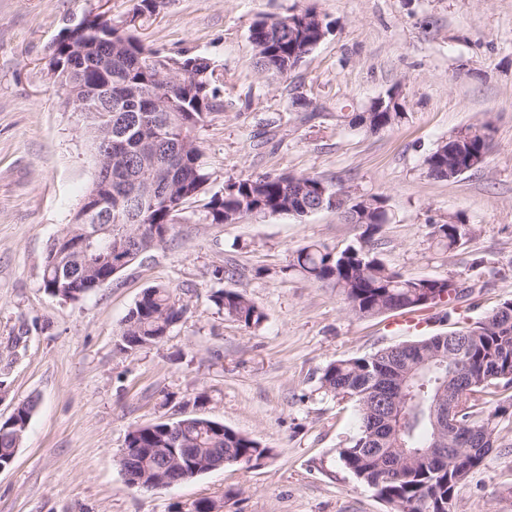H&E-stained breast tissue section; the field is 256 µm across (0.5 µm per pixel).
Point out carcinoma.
Returning <instances> with one entry per match:
<instances>
[{
	"instance_id": "obj_1",
	"label": "carcinoma",
	"mask_w": 512,
	"mask_h": 512,
	"mask_svg": "<svg viewBox=\"0 0 512 512\" xmlns=\"http://www.w3.org/2000/svg\"><path fill=\"white\" fill-rule=\"evenodd\" d=\"M122 27L107 28L85 20L87 33L79 36L86 55L112 52V73L68 68L66 39L51 47L49 64L56 67L59 83L83 88L92 95L91 106L112 110V142L121 157L112 161V203L96 209L87 224H71L47 250L43 266L44 288L67 298L71 292L86 295L92 272L133 252L146 254L172 239L174 218L189 203H198L202 218L210 224H236L251 215L264 217L305 216L321 210V190L338 191L336 184L310 175L263 174L229 181L223 191L203 197L209 180L200 142V131L216 112L224 110V87L215 76V66L203 55H162L145 46L138 28L157 11L158 0H131ZM259 70L272 77L288 75L302 55L312 53L318 37L297 29L264 26L257 20L250 29ZM177 60L190 66L183 76L185 98L169 109L159 96L165 69ZM135 85L137 101L125 97V88ZM490 125L476 121L441 141L425 159L427 173L441 165L446 179H455L457 157L468 151L490 150ZM166 182L179 209L151 203L150 170ZM380 196L353 195L351 209L356 223L366 226L364 243L340 252L320 245L298 249L288 268L305 279L324 283L344 297L350 311L359 317H378L391 312L421 311L441 303L448 317L459 315L463 299L450 278H408L389 268L378 256L379 241L387 211ZM76 231L93 237L92 248L81 262L60 257L67 238ZM475 228L459 215L430 225V236L449 253L470 241ZM211 301L224 316L245 328L257 329L266 314L255 300L234 290L215 288ZM187 308L163 286L147 288L129 311L121 331L122 350H137L162 342L183 319ZM395 368L394 385L400 388L401 411L374 403L385 368ZM468 386V405L455 417L448 443L438 448L433 416L448 390ZM320 389L348 398L359 408V432L350 445L338 451L339 459L353 478L371 489L394 512H455L460 488L473 469L496 447L504 423L509 420L512 394L501 403L499 393L512 391V300H507L482 318L443 334L403 343L402 351L386 347L362 357H347L329 363L320 377ZM34 410L28 401L15 408L16 415L0 422V461L16 455ZM384 420V431L369 432L374 414ZM177 436L204 460L224 452L229 466L251 467L270 458L274 449L220 421L187 417L176 421ZM165 423L131 428L126 438L137 448H168L162 438ZM130 475L144 483L158 480L163 472L153 455L141 452L128 462Z\"/></svg>"
}]
</instances>
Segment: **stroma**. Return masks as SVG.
<instances>
[{
	"label": "stroma",
	"instance_id": "35a3bbf8",
	"mask_svg": "<svg viewBox=\"0 0 512 512\" xmlns=\"http://www.w3.org/2000/svg\"><path fill=\"white\" fill-rule=\"evenodd\" d=\"M130 0H0V417L37 399L13 464L0 472V512H390L338 456L356 436L355 402L324 393L335 360L454 329L446 306L397 330L363 318L321 283L289 270L308 244L339 251L362 227L333 211L203 224L195 207L175 236L76 301L42 285L48 244L71 223L96 163L87 115L67 107L48 69L51 45L83 19L121 17ZM316 10L331 28L284 77L259 72L249 38L259 18ZM164 55H203L224 75V110L200 138L208 192L247 176H318L384 199L378 252L403 276L471 287L474 321L512 300V0H160L140 30ZM398 90L405 117L371 133L355 113ZM483 119L491 150L454 180L424 161ZM461 215L476 236L447 253L431 224ZM234 261L230 288L267 319L247 329L210 301L212 272ZM161 285L187 306L163 342L120 350L123 321ZM204 404H195L198 394ZM224 422L276 453L170 488L130 487L118 459L132 427L186 416ZM461 488L456 512H512V432Z\"/></svg>",
	"mask_w": 512,
	"mask_h": 512
}]
</instances>
